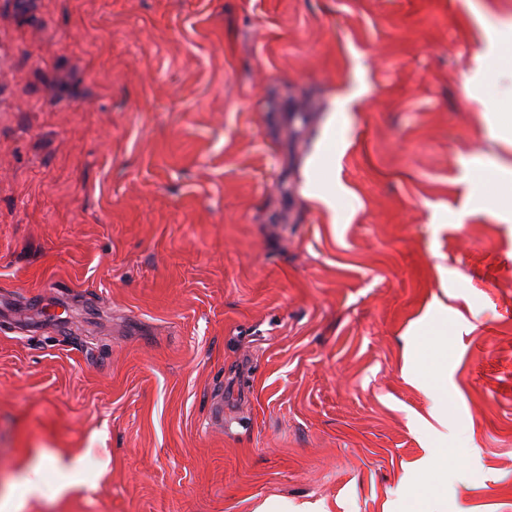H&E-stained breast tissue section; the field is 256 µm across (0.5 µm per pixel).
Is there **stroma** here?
I'll return each mask as SVG.
<instances>
[{"label":"stroma","mask_w":512,"mask_h":512,"mask_svg":"<svg viewBox=\"0 0 512 512\" xmlns=\"http://www.w3.org/2000/svg\"><path fill=\"white\" fill-rule=\"evenodd\" d=\"M489 53L512 0H0V512H512Z\"/></svg>","instance_id":"35a3bbf8"}]
</instances>
